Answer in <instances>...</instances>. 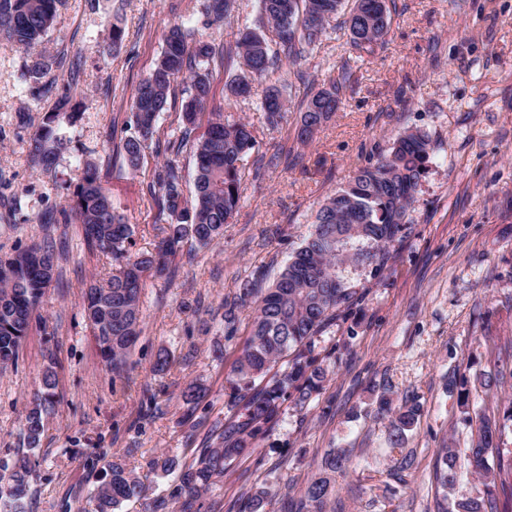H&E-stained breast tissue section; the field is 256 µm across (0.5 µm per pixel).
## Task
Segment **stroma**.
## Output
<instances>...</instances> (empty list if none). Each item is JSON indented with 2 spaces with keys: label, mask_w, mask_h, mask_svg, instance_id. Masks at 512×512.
I'll return each instance as SVG.
<instances>
[{
  "label": "stroma",
  "mask_w": 512,
  "mask_h": 512,
  "mask_svg": "<svg viewBox=\"0 0 512 512\" xmlns=\"http://www.w3.org/2000/svg\"><path fill=\"white\" fill-rule=\"evenodd\" d=\"M206 0H60L44 45L67 55L76 71L46 75L52 92L35 95L25 72L30 55L0 40V258L35 242L55 246L60 271L33 317L18 361L0 371V463L23 453L22 429L32 393L46 369L55 373V404L45 432L26 512H89L105 467L94 449L123 453L149 496L173 484L146 467L155 453L190 459L230 410L224 385L249 333L250 309L224 334L225 298L243 281L268 288L291 252L308 236L316 210L359 168L376 164L405 129L429 134L431 163L416 193L412 224L382 278L353 276L365 290L349 322L330 326L315 342L327 380L302 410L284 404L278 424L251 455L235 462L213 499L232 505L254 484L275 490L269 512L298 500L325 451H349L336 477V512H435L434 460L457 448L460 478L453 495H483L466 448L463 424L446 389L449 371L493 370L512 342V0H395L385 45L353 65L356 92L316 131L297 138L300 106L335 76L349 55L347 31L331 21L308 57L278 63L249 97L224 100L237 71L222 54L239 26L260 27L257 0H236L235 19L206 26ZM198 30L215 45L211 107L249 122L256 138L242 159L240 208L220 244L177 256L172 272L151 278L142 294V332L124 378L104 367L84 320L82 294L112 263L86 245L80 224L66 217L85 162H94L114 204L135 226V248L156 242L157 209L148 193L157 158L138 171L122 164L131 130L132 92L154 67L173 24ZM124 38L110 45V28ZM290 101L287 121L272 127L259 103L268 87ZM69 91L82 117L71 121L57 98ZM53 118L67 146L53 171L33 169L30 136ZM56 221L41 223L44 213ZM171 367L153 374L159 351ZM395 397L420 407L407 435L418 469L400 485L388 420L376 417L381 379ZM208 390L193 423L180 392Z\"/></svg>",
  "instance_id": "35a3bbf8"
}]
</instances>
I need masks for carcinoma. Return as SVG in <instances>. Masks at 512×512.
I'll use <instances>...</instances> for the list:
<instances>
[{"instance_id":"obj_1","label":"carcinoma","mask_w":512,"mask_h":512,"mask_svg":"<svg viewBox=\"0 0 512 512\" xmlns=\"http://www.w3.org/2000/svg\"><path fill=\"white\" fill-rule=\"evenodd\" d=\"M394 0H354L344 11L345 0H257L263 26L275 33L276 49L265 35L253 28L238 30L234 44L224 52L240 59V72L225 84L229 101L250 95L253 81L267 75L278 60L297 61L313 51L326 35L330 19L343 15L349 33L352 60L375 54L383 47L391 19L389 4ZM58 0H0V37L25 52L40 49L28 76L36 81L54 69L65 67L67 59L42 47L52 25ZM235 0H207L210 24L224 25L231 18ZM215 47L195 31L174 25L154 69L132 94L130 126L134 133L123 140L126 167L137 170L146 151L166 155L157 166L147 192L157 207L161 224L158 241L151 250L134 252V227L112 202L95 165L86 164L75 187L69 209L82 224L85 240L109 255L115 273L104 281H93L83 296V311L108 371L123 378L128 371L131 350L140 334L141 294L149 274L162 276L169 260L190 248H208L224 236L241 200L242 168L236 161L253 148L255 137L249 124L229 121L222 112L210 113L204 131L191 138L197 118L210 98V66ZM350 60V61H352ZM318 89L300 112L297 138L312 140L314 132L346 99L351 86V65ZM186 76V97L182 103L180 134L156 142L157 122L166 108L173 83ZM267 123L276 125L288 113V100L277 87L269 89L261 102ZM65 140L46 122L30 138L29 155L34 166L48 171L65 148ZM192 149L194 192L184 194L182 169L177 156L184 147ZM434 146L428 134L407 129L399 134L390 152L376 164L364 167L333 195L316 213L307 238L291 255L276 281L266 291L246 281L230 302H224V332L236 331V311L252 308L249 336L236 359L224 394L233 407L224 423L215 427V443L193 450L189 461L166 453L152 457L147 466L175 483L168 495L148 497L141 477L128 467L126 449L107 461L104 475L90 496V512H119L121 506L138 501L145 512H201L208 492L223 481L224 472L237 459L252 453L274 429L285 401L303 408L320 393L326 369L314 354L315 337L338 321H345L358 305L360 289L347 274L351 266L375 278L387 269L391 250L406 237L419 183L427 172ZM50 262L56 273L53 246L33 243L15 254L0 258V367L16 361L27 336L34 312L39 308L53 277L43 278L40 265ZM54 372L46 370L44 390L34 393L23 425L28 452L10 465H0V512H26L37 449L44 433L43 413L52 404ZM512 384V352L498 358L496 371L473 377L466 372L448 373V393L456 396L458 417L476 423L468 457L473 473L486 485V495L448 500L457 480L456 449L439 450L435 478L442 491L437 512H512V448L503 441L512 429V399L503 416L479 413L473 390L502 388ZM376 415L391 417V447L404 448L406 432L419 416V405L409 399L394 404L389 382L378 385ZM343 448L329 449L320 472L306 487L295 512H326L336 492V475L348 469ZM273 492L265 483L254 485L239 505V512H267Z\"/></svg>"}]
</instances>
